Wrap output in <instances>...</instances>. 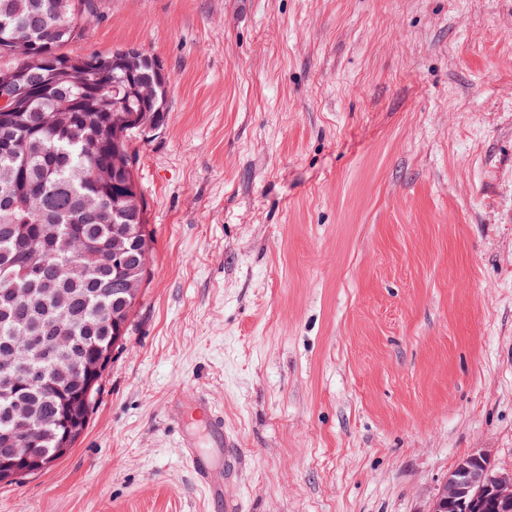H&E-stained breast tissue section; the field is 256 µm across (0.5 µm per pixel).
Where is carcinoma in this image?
<instances>
[{"instance_id":"1","label":"carcinoma","mask_w":512,"mask_h":512,"mask_svg":"<svg viewBox=\"0 0 512 512\" xmlns=\"http://www.w3.org/2000/svg\"><path fill=\"white\" fill-rule=\"evenodd\" d=\"M62 0H0V58L14 64L0 68V86L15 81L24 66L26 50L42 53L50 70L66 75L78 68L96 82L99 95L82 112L73 113L64 130L58 116L69 104L92 95V90L73 81H63L41 92L22 116L0 112V196L10 195L13 205L0 206V350L22 336L48 334L57 326L73 336L72 350L62 358L71 363L97 345L111 340L110 319L116 312L126 318L129 307L112 304V280L119 270L112 266V230L130 224L117 201L101 199L103 189L94 178L98 166H112V123L128 120L118 142L126 169L112 186L120 197L136 185L137 153L133 141L143 134L149 119L155 127L164 121L168 77L156 71L153 57L145 52L137 69L154 83L157 98L151 111L142 113L130 105L129 112H114L125 85L124 73L103 64L112 53L72 57L62 48L77 38L95 11L93 0H70L61 14ZM142 233L124 240L128 262L140 263L144 248L151 246L147 223ZM89 245L99 248L100 261L72 279L46 284L33 275L25 252L34 248L49 254L53 263L75 262ZM26 288L29 301L12 303L3 292ZM21 396L40 418L58 416L59 400L49 386L25 388Z\"/></svg>"}]
</instances>
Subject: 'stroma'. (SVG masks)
I'll list each match as a JSON object with an SVG mask.
<instances>
[{"mask_svg":"<svg viewBox=\"0 0 512 512\" xmlns=\"http://www.w3.org/2000/svg\"><path fill=\"white\" fill-rule=\"evenodd\" d=\"M66 50L170 80L136 141L153 263L89 423L0 512H429L512 473V0H94ZM196 409L206 420L213 448L224 450V468L216 463L211 452L201 451L191 436L182 441L184 456L198 483L204 488L214 509L219 512H241L240 498L229 494L228 488L236 480L235 443L224 436V417L204 398H195ZM224 447V448H223ZM470 473L471 468L465 462L458 463L456 468L453 470L454 477L449 476L448 482L443 486L437 497L435 498L431 512H462L456 509V503L454 500L448 497H460L461 502L465 500L466 495L470 489Z\"/></svg>","mask_w":512,"mask_h":512,"instance_id":"obj_1","label":"stroma"}]
</instances>
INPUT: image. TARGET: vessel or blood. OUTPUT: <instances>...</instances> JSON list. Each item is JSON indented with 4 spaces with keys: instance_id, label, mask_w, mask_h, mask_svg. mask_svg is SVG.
<instances>
[{
    "instance_id": "obj_1",
    "label": "vessel or blood",
    "mask_w": 512,
    "mask_h": 512,
    "mask_svg": "<svg viewBox=\"0 0 512 512\" xmlns=\"http://www.w3.org/2000/svg\"><path fill=\"white\" fill-rule=\"evenodd\" d=\"M196 408L206 420L214 450H222L223 462H216L213 452L200 450L193 437L182 441L184 456L198 483L204 488L215 512H241L240 498L229 494V487L236 480L235 443L224 434V417L204 398H196Z\"/></svg>"
}]
</instances>
